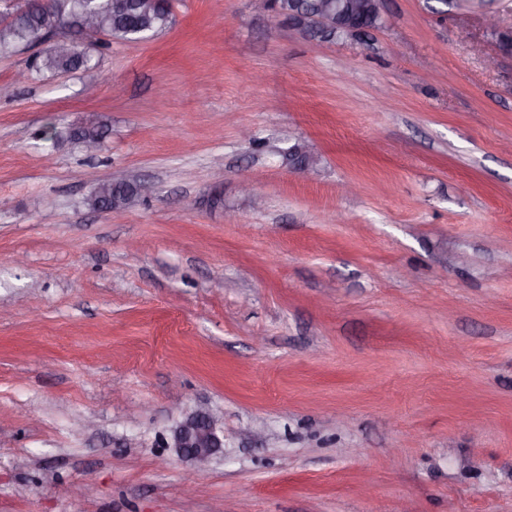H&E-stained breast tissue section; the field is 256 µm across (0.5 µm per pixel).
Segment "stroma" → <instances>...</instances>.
Instances as JSON below:
<instances>
[{
	"label": "stroma",
	"instance_id": "obj_1",
	"mask_svg": "<svg viewBox=\"0 0 512 512\" xmlns=\"http://www.w3.org/2000/svg\"><path fill=\"white\" fill-rule=\"evenodd\" d=\"M172 10L0 99V512H512V0L333 43ZM124 178L155 192L90 209ZM199 410L203 470L162 445ZM144 200L137 197V191L134 183L123 181L112 182V180L99 181L90 198L88 204L93 209H98L101 202H107L112 208L113 201H120L113 205L115 209H125L134 205L136 202Z\"/></svg>",
	"mask_w": 512,
	"mask_h": 512
}]
</instances>
